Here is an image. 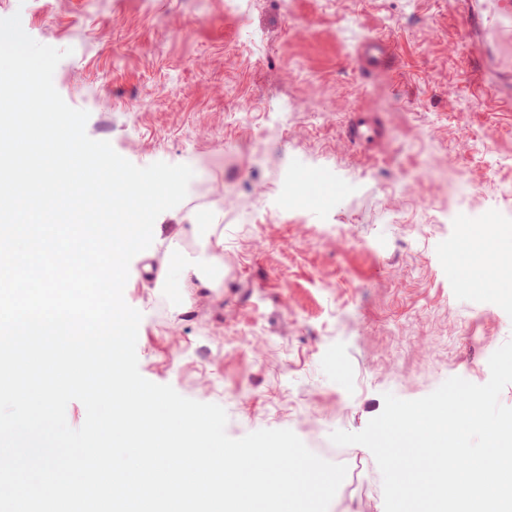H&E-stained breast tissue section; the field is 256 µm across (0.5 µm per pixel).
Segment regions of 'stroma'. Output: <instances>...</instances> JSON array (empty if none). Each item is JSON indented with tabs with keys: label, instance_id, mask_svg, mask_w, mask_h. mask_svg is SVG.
<instances>
[{
	"label": "stroma",
	"instance_id": "1",
	"mask_svg": "<svg viewBox=\"0 0 512 512\" xmlns=\"http://www.w3.org/2000/svg\"><path fill=\"white\" fill-rule=\"evenodd\" d=\"M37 42L87 135L139 167L186 164L124 289L141 375L222 406L226 432L292 430L310 450L358 432L384 393L490 377L512 302L453 258L512 229V112L474 87L456 0H0ZM392 39L386 71L357 62ZM364 114L372 143L348 128ZM224 230V283L157 287L178 225ZM328 512H384L373 454L350 446Z\"/></svg>",
	"mask_w": 512,
	"mask_h": 512
}]
</instances>
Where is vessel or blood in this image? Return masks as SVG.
<instances>
[{
  "instance_id": "b4317fda",
  "label": "vessel or blood",
  "mask_w": 512,
  "mask_h": 512,
  "mask_svg": "<svg viewBox=\"0 0 512 512\" xmlns=\"http://www.w3.org/2000/svg\"><path fill=\"white\" fill-rule=\"evenodd\" d=\"M462 40L471 54V64L484 90L502 111L512 110V71L505 61L512 58V0H462ZM392 48L380 36L369 37L359 54L360 65L369 71L385 69Z\"/></svg>"
}]
</instances>
